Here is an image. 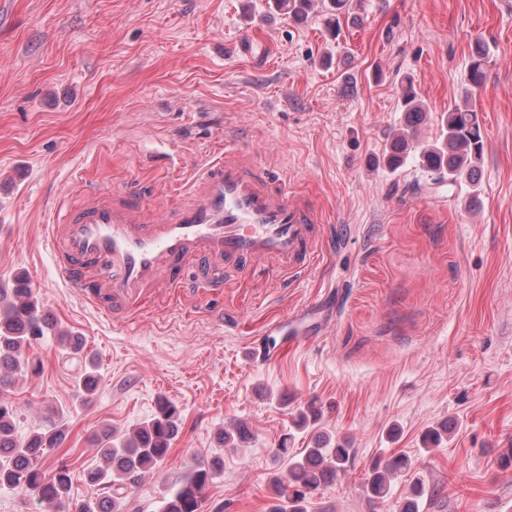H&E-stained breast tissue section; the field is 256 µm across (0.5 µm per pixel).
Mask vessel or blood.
I'll return each mask as SVG.
<instances>
[{
    "mask_svg": "<svg viewBox=\"0 0 512 512\" xmlns=\"http://www.w3.org/2000/svg\"><path fill=\"white\" fill-rule=\"evenodd\" d=\"M82 206L58 213L45 236L61 281L105 316L131 322L148 303L223 292L222 269L273 262L280 280L304 275L321 250L324 219L287 182L257 173L233 144L199 167L165 214L89 186Z\"/></svg>",
    "mask_w": 512,
    "mask_h": 512,
    "instance_id": "vessel-or-blood-1",
    "label": "vessel or blood"
}]
</instances>
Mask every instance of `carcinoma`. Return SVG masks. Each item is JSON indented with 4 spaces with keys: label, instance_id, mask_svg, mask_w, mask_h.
Listing matches in <instances>:
<instances>
[{
    "label": "carcinoma",
    "instance_id": "obj_1",
    "mask_svg": "<svg viewBox=\"0 0 512 512\" xmlns=\"http://www.w3.org/2000/svg\"><path fill=\"white\" fill-rule=\"evenodd\" d=\"M273 6L299 19L312 10L313 0H273ZM324 8L335 17L337 33L341 31V20L353 19V0H327ZM489 62L486 42L475 40L460 103L441 118V137L426 145L419 142L418 132L428 117V108L417 97L411 77L400 79L404 119L392 133L386 154L389 168L402 166L416 152L422 165L436 172L439 180L448 181V190L470 184L468 203L479 205L478 165L484 153V133L479 114L469 105V100L473 91L483 86ZM25 282L23 276L16 277L12 285L0 282V389L11 383L16 372H39L40 362L23 357V351L48 336L56 337L61 345L76 353L80 351L79 339L56 330V324L42 310ZM98 382L95 364H86L79 382L84 401H89ZM17 410L13 402L0 397V491H24L39 502L54 505L55 512H121V501L114 496L72 498L74 470L69 464L62 461L49 470L42 469L40 461L59 447L65 438L64 429L57 425L47 431L36 430L27 439L18 441L13 434ZM179 418L178 407L161 397L155 415L121 440L112 439V432L104 430L95 438L102 465L82 472L84 482L93 489L103 486L120 489L135 477L158 469L168 457L179 431ZM274 458L288 461V469L270 478L273 491L270 512H309L310 500L346 474L351 449L340 443L331 445V437L324 434L298 455L282 443L275 450ZM220 460L221 456L216 455L200 463L165 499L161 512H201ZM412 466L413 461L406 454L373 461L364 484L368 498L383 502L391 497L394 479ZM426 494L424 480L415 479L399 512H419Z\"/></svg>",
    "mask_w": 512,
    "mask_h": 512
}]
</instances>
